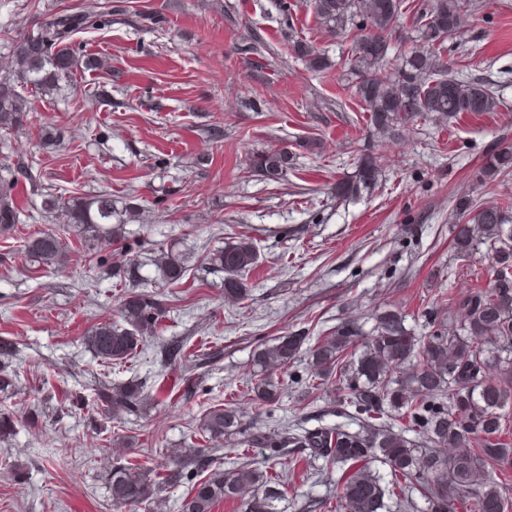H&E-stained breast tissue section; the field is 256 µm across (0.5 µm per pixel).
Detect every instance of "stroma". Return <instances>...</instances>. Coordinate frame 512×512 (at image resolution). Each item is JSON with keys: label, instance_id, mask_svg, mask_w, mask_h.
Wrapping results in <instances>:
<instances>
[{"label": "stroma", "instance_id": "stroma-1", "mask_svg": "<svg viewBox=\"0 0 512 512\" xmlns=\"http://www.w3.org/2000/svg\"><path fill=\"white\" fill-rule=\"evenodd\" d=\"M281 15L275 0H129L110 29L78 38L95 70L77 68L55 90L25 87L31 107L22 131L0 138V166L24 155L36 179L18 187L20 222L0 231V339L14 342L19 379L0 391V412L17 419L0 442V512H112V464L156 470L212 407L233 405L243 434L284 423L314 430L336 423L359 430L353 407L334 384L318 399L305 360L279 377V403L255 405L243 382L255 348L291 333L325 336L349 320L371 332L375 317L396 310L423 332L448 315L449 298L466 296L488 277L480 256L455 259L453 225L460 200L512 198V175L484 185L478 172L512 146V0H477L455 40L441 52L460 78L489 80L493 112L453 120L424 115L377 134L354 94L350 43L324 30L309 0ZM107 0H0V68L35 22L65 6L100 10ZM163 14V25L151 17ZM325 50L329 72H313L294 41ZM112 89L110 100L96 96ZM56 126L62 144L45 147ZM281 153L286 168L270 180L257 155ZM375 158L374 188L346 199L325 187L353 179ZM112 196L133 207V251L182 254L198 286L158 280L165 310L156 337L127 363L103 366L84 335L118 312L125 294L114 279L89 278L84 252L70 235L62 267L30 264L25 245L52 229L43 194ZM251 238L257 266L240 304L224 302L222 277L200 258L238 236ZM183 344L195 365L164 361L160 348ZM140 387V411L113 420L97 407L99 385ZM171 397H158V385ZM251 460L281 477L285 512L304 501H333L336 468L319 460L295 469L266 448Z\"/></svg>", "mask_w": 512, "mask_h": 512}]
</instances>
